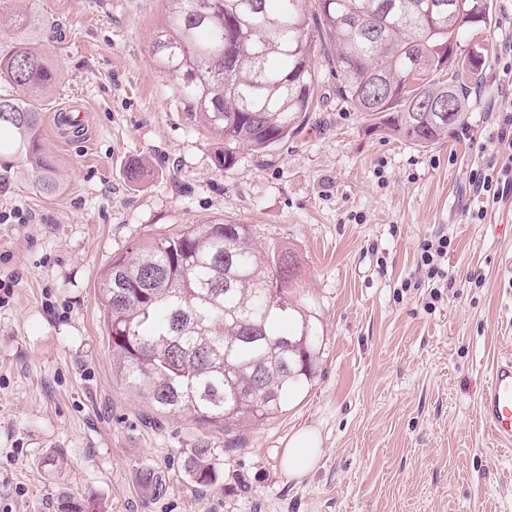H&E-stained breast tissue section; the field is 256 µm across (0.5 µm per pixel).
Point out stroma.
Segmentation results:
<instances>
[{
    "label": "stroma",
    "instance_id": "35a3bbf8",
    "mask_svg": "<svg viewBox=\"0 0 512 512\" xmlns=\"http://www.w3.org/2000/svg\"><path fill=\"white\" fill-rule=\"evenodd\" d=\"M44 18L40 42L59 73L40 137L61 189L42 194L24 153L0 152V512H55L61 497L105 512H512V453L483 427L480 395L496 359L512 356V197L469 191L496 157V114L512 115L494 52L512 37V0L496 22L463 34L452 61L488 53L464 132L423 148L391 137L344 103L323 53L317 107L266 153L224 142L155 64L163 0H24ZM89 110L86 140L63 141L51 116ZM139 164L130 180L126 170ZM483 208L473 223L467 213ZM251 225L260 251L293 253L291 301L315 328L318 360L283 413L244 427L158 414L112 376L98 282L133 243L211 217ZM452 239L448 286L430 301L419 245ZM322 437L315 470L288 476L289 437ZM207 443L223 476L199 490L181 466ZM57 454L59 467L43 466ZM168 491L145 499L140 467Z\"/></svg>",
    "mask_w": 512,
    "mask_h": 512
}]
</instances>
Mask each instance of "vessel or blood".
I'll list each match as a JSON object with an SVG mask.
<instances>
[{
  "instance_id": "1",
  "label": "vessel or blood",
  "mask_w": 512,
  "mask_h": 512,
  "mask_svg": "<svg viewBox=\"0 0 512 512\" xmlns=\"http://www.w3.org/2000/svg\"><path fill=\"white\" fill-rule=\"evenodd\" d=\"M479 414L497 443L512 445L511 356L498 359L494 364L491 380L479 402Z\"/></svg>"
}]
</instances>
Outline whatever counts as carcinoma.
Here are the masks:
<instances>
[{"label": "carcinoma", "instance_id": "cac0c4a2", "mask_svg": "<svg viewBox=\"0 0 512 512\" xmlns=\"http://www.w3.org/2000/svg\"><path fill=\"white\" fill-rule=\"evenodd\" d=\"M153 43L157 66L177 82L207 128L224 139L222 167L238 149L263 153L295 135L312 110L323 42L340 97L393 136L427 147L462 124L464 81L431 75L447 66L471 28L493 23V0H164ZM18 46L0 56V148L21 149L38 172L36 188L58 191L55 164L42 148L38 104L57 82L36 47L39 19L0 0ZM453 99L448 114L435 105ZM287 253H262L248 224L213 217L132 245L112 258L99 282L112 375L160 414L186 412L228 431L283 411L316 365L313 325L288 301L295 273ZM127 294L116 302V290ZM184 472L200 489L221 476L217 451L198 443ZM145 498L166 495L164 476L138 472ZM60 512H103L94 498L61 499Z\"/></svg>", "mask_w": 512, "mask_h": 512}]
</instances>
